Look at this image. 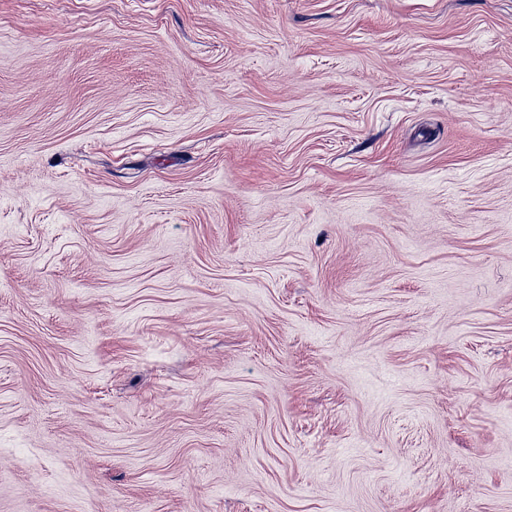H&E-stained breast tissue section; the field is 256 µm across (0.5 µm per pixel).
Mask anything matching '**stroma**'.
Segmentation results:
<instances>
[{
    "instance_id": "1",
    "label": "stroma",
    "mask_w": 512,
    "mask_h": 512,
    "mask_svg": "<svg viewBox=\"0 0 512 512\" xmlns=\"http://www.w3.org/2000/svg\"><path fill=\"white\" fill-rule=\"evenodd\" d=\"M0 512H512V0H0Z\"/></svg>"
}]
</instances>
